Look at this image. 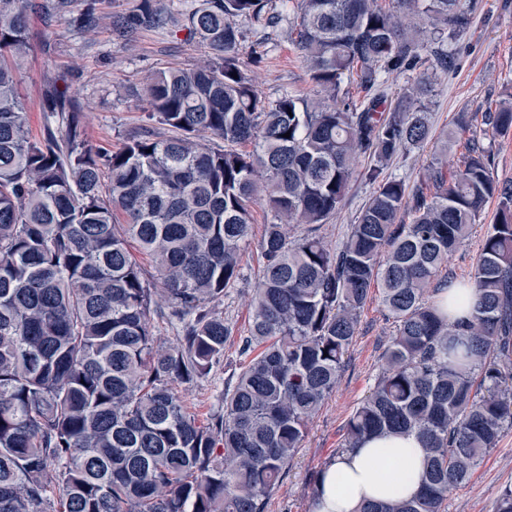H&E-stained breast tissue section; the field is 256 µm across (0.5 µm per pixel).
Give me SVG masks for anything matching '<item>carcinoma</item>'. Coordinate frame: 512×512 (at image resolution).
Instances as JSON below:
<instances>
[{"mask_svg":"<svg viewBox=\"0 0 512 512\" xmlns=\"http://www.w3.org/2000/svg\"><path fill=\"white\" fill-rule=\"evenodd\" d=\"M26 7L0 0V512H265L336 389L376 283L394 336L337 454L417 433L419 494L360 512H444L512 429V181L495 179L477 145L455 171L432 163L411 191L385 176L431 127L425 80L393 102L383 85L430 60L453 65L410 31L419 18L458 36L472 23L463 0H295L290 41L332 106L267 101L249 80L239 21L266 19L270 0H192L181 28L209 61L153 73L145 101L169 134L132 135L115 151L90 143L62 96L48 105L55 127L31 137L17 90ZM170 20L163 0H140L116 31ZM482 122L511 132L512 101ZM361 157L373 192L334 247L320 229ZM260 197L273 219L249 334L221 405L200 421L173 385L224 362L232 331L217 307L239 283ZM493 198L497 223L460 284L472 312L451 322L437 298L448 260ZM162 315L177 325L172 342L156 336Z\"/></svg>","mask_w":512,"mask_h":512,"instance_id":"1","label":"carcinoma"}]
</instances>
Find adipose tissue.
<instances>
[{
    "label": "adipose tissue",
    "instance_id": "ef3b65f1",
    "mask_svg": "<svg viewBox=\"0 0 512 512\" xmlns=\"http://www.w3.org/2000/svg\"><path fill=\"white\" fill-rule=\"evenodd\" d=\"M424 448L414 433L367 437L358 448L333 459L319 474L313 512H359L368 501L417 495Z\"/></svg>",
    "mask_w": 512,
    "mask_h": 512
}]
</instances>
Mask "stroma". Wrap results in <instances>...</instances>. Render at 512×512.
Returning <instances> with one entry per match:
<instances>
[{"mask_svg":"<svg viewBox=\"0 0 512 512\" xmlns=\"http://www.w3.org/2000/svg\"><path fill=\"white\" fill-rule=\"evenodd\" d=\"M30 55L19 84L22 103L29 114L33 137L43 138L51 120L46 110L51 90L75 98L84 116L91 144L116 149L132 134L161 133L148 120L142 101L146 77L172 64H200L207 55L187 37L186 30L171 24L164 28H136L118 35L113 23L130 18L140 0H29ZM473 23L452 40L438 39L428 26L418 27L416 37L429 49L441 50L455 59L453 69L424 66L407 74L386 76L389 93H396L420 77H428L432 92L429 110L432 138L389 162L388 176L414 186L431 162L438 140L455 124L457 113L482 112L493 103L512 96V0H466ZM245 46L258 58L248 74L259 93L272 101L289 94L316 95L307 68L288 39V24L246 23ZM367 160H359L341 208L321 232L332 246L345 240L351 224L368 201L373 187L363 172ZM498 202L490 200L472 236L448 261L452 281L473 275L481 242L497 220ZM263 258L257 244L245 250L242 279L224 296V319L232 336L224 361L192 387H180L190 412L205 419L217 408L224 383L238 366L240 340L250 323L249 300L259 278ZM394 325L385 314L379 296H372L359 318V331L346 357L345 369L334 393L308 426L279 491L267 512H312V491L321 469L336 456L344 426L355 407L369 393L379 372ZM512 486V429L506 431L477 467L467 483L449 496L446 512H494L501 491Z\"/></svg>","mask_w":512,"mask_h":512,"instance_id":"obj_1","label":"stroma"}]
</instances>
